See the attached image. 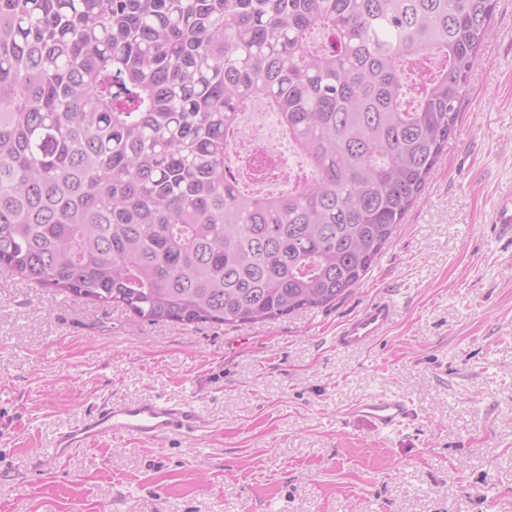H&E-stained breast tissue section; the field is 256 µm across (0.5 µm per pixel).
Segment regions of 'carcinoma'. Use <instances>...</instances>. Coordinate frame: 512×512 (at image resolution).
<instances>
[{
	"mask_svg": "<svg viewBox=\"0 0 512 512\" xmlns=\"http://www.w3.org/2000/svg\"><path fill=\"white\" fill-rule=\"evenodd\" d=\"M497 0H0V267L151 323L349 295L424 188ZM260 102L301 159L228 165Z\"/></svg>",
	"mask_w": 512,
	"mask_h": 512,
	"instance_id": "1",
	"label": "carcinoma"
}]
</instances>
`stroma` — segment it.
<instances>
[{
	"mask_svg": "<svg viewBox=\"0 0 512 512\" xmlns=\"http://www.w3.org/2000/svg\"><path fill=\"white\" fill-rule=\"evenodd\" d=\"M455 134L365 277L325 307L153 324L0 268V512H512V0H498ZM391 298L371 347L338 325ZM395 393L389 433L345 415ZM191 405L194 431L53 436L105 400Z\"/></svg>",
	"mask_w": 512,
	"mask_h": 512,
	"instance_id": "stroma-1",
	"label": "stroma"
}]
</instances>
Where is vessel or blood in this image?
Wrapping results in <instances>:
<instances>
[{"label": "vessel or blood", "mask_w": 512, "mask_h": 512, "mask_svg": "<svg viewBox=\"0 0 512 512\" xmlns=\"http://www.w3.org/2000/svg\"><path fill=\"white\" fill-rule=\"evenodd\" d=\"M394 306L379 298L349 317L336 332V345L345 350H361L383 336L392 324ZM351 416L389 430L411 415L407 402L396 396H379L359 401L349 409ZM195 419L184 405L158 397L136 401L115 400L93 410L79 424L60 433L47 450L50 459L60 461L80 448L90 447L108 435H127L141 440L185 433Z\"/></svg>", "instance_id": "b4317fda"}]
</instances>
